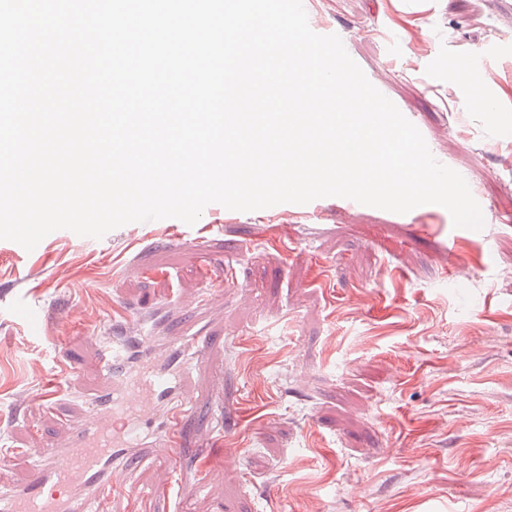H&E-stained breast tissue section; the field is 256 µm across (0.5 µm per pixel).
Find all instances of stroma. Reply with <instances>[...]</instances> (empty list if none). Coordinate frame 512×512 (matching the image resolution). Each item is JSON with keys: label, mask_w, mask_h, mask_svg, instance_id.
I'll use <instances>...</instances> for the list:
<instances>
[{"label": "stroma", "mask_w": 512, "mask_h": 512, "mask_svg": "<svg viewBox=\"0 0 512 512\" xmlns=\"http://www.w3.org/2000/svg\"><path fill=\"white\" fill-rule=\"evenodd\" d=\"M349 56L476 193L481 230L428 204L337 197L102 238L0 240V458L63 444L105 380L101 335L146 295L213 300L195 410L165 449L118 473L98 512H512V0H305ZM493 98L495 109L481 103ZM210 241L201 271L195 237ZM43 321L31 328L28 308ZM60 395L34 402L46 383ZM237 455L227 461L225 449Z\"/></svg>", "instance_id": "stroma-1"}]
</instances>
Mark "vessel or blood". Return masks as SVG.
Instances as JSON below:
<instances>
[{
	"instance_id": "vessel-or-blood-1",
	"label": "vessel or blood",
	"mask_w": 512,
	"mask_h": 512,
	"mask_svg": "<svg viewBox=\"0 0 512 512\" xmlns=\"http://www.w3.org/2000/svg\"><path fill=\"white\" fill-rule=\"evenodd\" d=\"M204 311L201 301L182 308L193 331L178 337H136L115 323L98 347L111 384L92 399L93 420L74 426L58 458L39 459L26 487L1 495L0 512H90L96 498L117 489L116 472L154 454L158 434L178 457L193 407L183 385L205 356Z\"/></svg>"
}]
</instances>
